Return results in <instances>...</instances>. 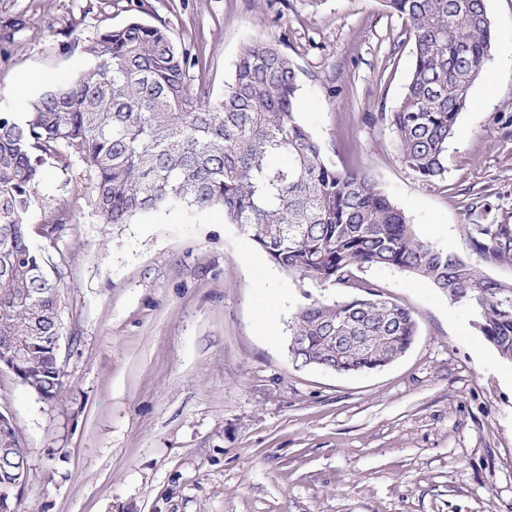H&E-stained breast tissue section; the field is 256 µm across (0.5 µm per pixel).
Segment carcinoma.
I'll return each instance as SVG.
<instances>
[{"mask_svg":"<svg viewBox=\"0 0 512 512\" xmlns=\"http://www.w3.org/2000/svg\"><path fill=\"white\" fill-rule=\"evenodd\" d=\"M410 24L413 68L393 112L402 162L427 182L444 180L448 147L479 68L491 52L485 0H383ZM88 68L26 102L0 110V356L6 337L29 336L15 370L21 385L53 401L63 392L59 276L32 245L29 213L44 165L65 147L93 173L104 224L177 208L222 209L279 269L322 290L353 284L354 270L392 267L430 282L476 311L475 330L512 363V283L485 263H512V224L485 222L477 204L466 225L472 259L422 239L360 170H340L299 122L294 63L273 41L242 49L233 78L214 98L186 79L191 54L168 31L131 21L84 46ZM288 321L296 362L321 360L363 373L403 355L417 336L412 313L365 290L330 300L306 295ZM28 460L11 422H0V512H16L14 485Z\"/></svg>","mask_w":512,"mask_h":512,"instance_id":"carcinoma-1","label":"carcinoma"}]
</instances>
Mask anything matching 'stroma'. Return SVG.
Returning <instances> with one entry per match:
<instances>
[{
	"mask_svg": "<svg viewBox=\"0 0 512 512\" xmlns=\"http://www.w3.org/2000/svg\"><path fill=\"white\" fill-rule=\"evenodd\" d=\"M494 40L429 183L380 113L412 70L406 19L382 0H0V109L63 83L83 44L138 18L196 59L220 95L243 46L279 44L299 70L300 122L339 169L375 177L417 234L470 257L467 206L512 224V0H486ZM55 34L46 38L44 26ZM78 159L47 165L31 241L61 275L63 393L0 367V412L28 452L18 512H512V364L428 282L362 269L409 309L404 356L361 374L298 367L286 327L304 290L222 210L102 223ZM69 223H58L60 211Z\"/></svg>",
	"mask_w": 512,
	"mask_h": 512,
	"instance_id": "stroma-1",
	"label": "stroma"
}]
</instances>
